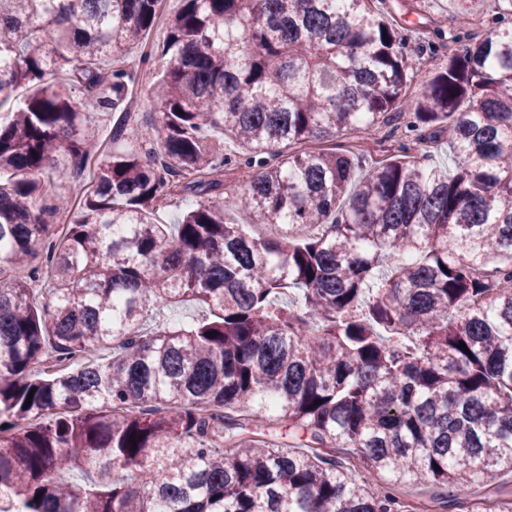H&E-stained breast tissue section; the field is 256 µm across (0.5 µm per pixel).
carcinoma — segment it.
Listing matches in <instances>:
<instances>
[{"label": "carcinoma", "instance_id": "cac0c4a2", "mask_svg": "<svg viewBox=\"0 0 512 512\" xmlns=\"http://www.w3.org/2000/svg\"><path fill=\"white\" fill-rule=\"evenodd\" d=\"M158 2L0 0V512H410L406 482L452 507L512 473V0L416 99L370 0H181L148 132L112 113ZM405 111L453 172L287 152ZM109 122L94 187L47 199ZM214 130L260 168L220 203ZM190 301L210 317L156 321ZM199 196L193 193H181L171 203L158 211V220L163 224H174L175 219L185 210L192 208Z\"/></svg>", "mask_w": 512, "mask_h": 512}]
</instances>
